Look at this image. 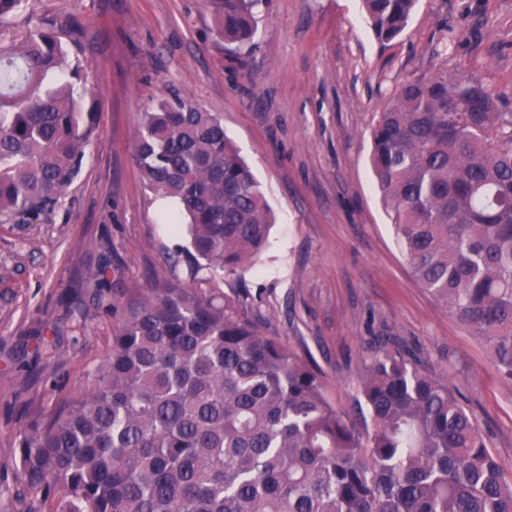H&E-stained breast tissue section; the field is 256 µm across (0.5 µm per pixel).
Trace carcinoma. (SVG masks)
Here are the masks:
<instances>
[{
	"mask_svg": "<svg viewBox=\"0 0 512 512\" xmlns=\"http://www.w3.org/2000/svg\"><path fill=\"white\" fill-rule=\"evenodd\" d=\"M263 0H204L216 33L251 47ZM416 0H362L378 40ZM85 79L40 24L0 47V216L35 220L74 178L94 130ZM512 114L475 73L399 85L369 157L417 283L512 380ZM145 188L177 204L188 273L235 275L272 217L224 125L190 103L144 113ZM112 341L21 443L44 512H512V484L456 390L414 355L371 356L356 414L318 372L232 303L161 281L108 300Z\"/></svg>",
	"mask_w": 512,
	"mask_h": 512,
	"instance_id": "obj_1",
	"label": "carcinoma"
}]
</instances>
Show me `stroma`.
Wrapping results in <instances>:
<instances>
[{
	"instance_id": "obj_1",
	"label": "stroma",
	"mask_w": 512,
	"mask_h": 512,
	"mask_svg": "<svg viewBox=\"0 0 512 512\" xmlns=\"http://www.w3.org/2000/svg\"><path fill=\"white\" fill-rule=\"evenodd\" d=\"M52 26L85 67L95 130L59 203L0 216V512H38L19 441L109 349L95 295L155 281L230 299L356 410L375 337L410 348L460 394L512 479V382L415 281L370 171V130L406 79L464 67L512 113V0H418L405 31L373 34L360 0H265L255 44L215 37L202 0H26L0 44ZM186 99L216 114L261 185L274 222L235 276L190 279L170 206L146 191L134 147L144 113Z\"/></svg>"
}]
</instances>
